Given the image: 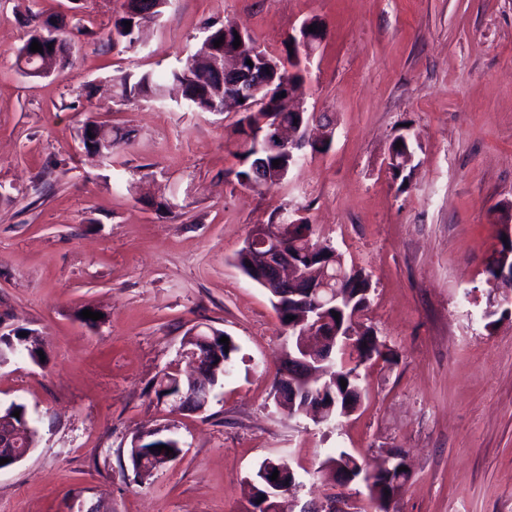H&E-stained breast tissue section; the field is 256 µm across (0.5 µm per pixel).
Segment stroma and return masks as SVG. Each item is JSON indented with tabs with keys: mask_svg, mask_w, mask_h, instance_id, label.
<instances>
[{
	"mask_svg": "<svg viewBox=\"0 0 512 512\" xmlns=\"http://www.w3.org/2000/svg\"><path fill=\"white\" fill-rule=\"evenodd\" d=\"M124 3L0 0V317L48 356L0 367V408L26 405L39 434L0 471V512H242L266 459L296 472L288 502L317 503L335 451L406 454L390 512H512V315L480 319L503 297L487 266L512 204V0H170L140 50L110 38ZM39 18L67 33L68 61L27 78L16 57ZM311 19L324 38L300 98L335 136L283 183L238 184V112L179 107L172 86L112 99L113 76L181 66L207 21L282 58ZM89 119L133 130L111 162L85 153ZM401 134L416 150L404 184L387 167ZM278 209L370 273L363 324L393 352L359 367L361 405L331 425L276 404L288 333L234 261ZM196 325L232 336L242 361L205 411L175 412L152 385L190 373ZM156 424L182 456L147 483L122 478L132 438Z\"/></svg>",
	"mask_w": 512,
	"mask_h": 512,
	"instance_id": "stroma-1",
	"label": "stroma"
}]
</instances>
